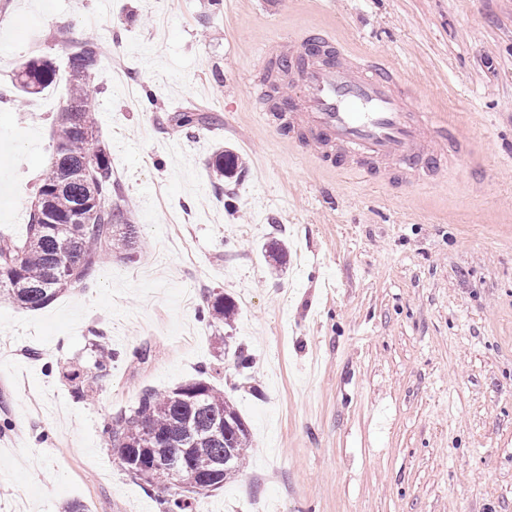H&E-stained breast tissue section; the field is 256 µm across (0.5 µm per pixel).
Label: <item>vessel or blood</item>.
I'll list each match as a JSON object with an SVG mask.
<instances>
[{"label":"vessel or blood","instance_id":"b4317fda","mask_svg":"<svg viewBox=\"0 0 512 512\" xmlns=\"http://www.w3.org/2000/svg\"><path fill=\"white\" fill-rule=\"evenodd\" d=\"M267 54L288 60L301 89L282 116L290 133L313 142L320 160L374 181L430 170L462 143L424 111L400 75L320 40L317 50L291 38L269 41Z\"/></svg>","mask_w":512,"mask_h":512}]
</instances>
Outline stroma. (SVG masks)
<instances>
[{
  "label": "stroma",
  "mask_w": 512,
  "mask_h": 512,
  "mask_svg": "<svg viewBox=\"0 0 512 512\" xmlns=\"http://www.w3.org/2000/svg\"><path fill=\"white\" fill-rule=\"evenodd\" d=\"M288 35L399 70L478 162L377 187L320 163L253 99ZM85 40L139 259L38 310L0 298V512H159L179 487L145 492L102 426L203 369L253 445L197 512H512V0H0L1 237L26 235L12 217L51 161L62 45ZM42 56L56 83L18 98ZM180 112L206 121L186 135ZM222 147L243 176L215 175ZM216 292L238 307L221 331L198 318ZM97 341L117 357L80 399L65 373L95 375Z\"/></svg>",
  "instance_id": "1"
}]
</instances>
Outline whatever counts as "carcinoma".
I'll return each mask as SVG.
<instances>
[{
	"label": "carcinoma",
	"instance_id": "1",
	"mask_svg": "<svg viewBox=\"0 0 512 512\" xmlns=\"http://www.w3.org/2000/svg\"><path fill=\"white\" fill-rule=\"evenodd\" d=\"M64 52L69 93L54 131L51 163L29 213L27 237L20 244L0 239V296L26 310L41 309L62 290L91 279L96 267L114 253L128 261L138 256L136 225L129 223L126 205L112 200L118 191L109 153L96 136L95 80L103 51L87 41L66 45ZM56 80L57 68L48 58H31L18 67L17 89L22 95L38 94ZM202 122L196 113L182 112L176 125L192 134ZM212 168L224 178L240 174L238 157L230 150L216 152ZM235 314V302L215 293L202 317L218 327L230 324ZM205 375L202 371L200 378L174 388L141 391L130 409L104 427L113 453L145 487L158 480L140 474L138 457L166 448L184 458V494L164 500L163 512H196L199 498L236 478L252 447L248 423ZM196 386L202 388L199 402L191 394ZM217 422L224 430L215 435L211 427ZM230 452L234 465L216 469Z\"/></svg>",
	"mask_w": 512,
	"mask_h": 512
}]
</instances>
